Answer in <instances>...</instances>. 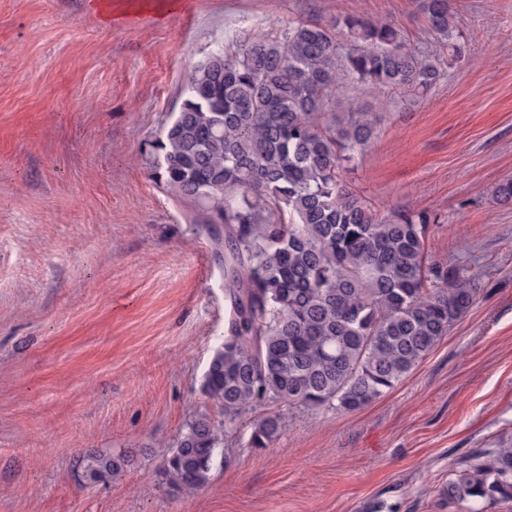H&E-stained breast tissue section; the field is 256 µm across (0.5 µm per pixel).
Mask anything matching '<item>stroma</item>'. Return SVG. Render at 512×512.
<instances>
[{
	"label": "stroma",
	"instance_id": "1",
	"mask_svg": "<svg viewBox=\"0 0 512 512\" xmlns=\"http://www.w3.org/2000/svg\"><path fill=\"white\" fill-rule=\"evenodd\" d=\"M0 0V512H457L440 491L474 448L512 437V0H455L464 60L415 104L380 101L346 182L426 209L434 268L474 277L475 305L399 385L346 412L265 404L209 484L158 489L187 423L221 411L201 377L224 329L222 264L141 154L188 74L241 30L337 11L430 45L414 0ZM283 412L273 447L254 420ZM130 451L88 484V450Z\"/></svg>",
	"mask_w": 512,
	"mask_h": 512
}]
</instances>
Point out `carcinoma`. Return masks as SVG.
<instances>
[{
	"mask_svg": "<svg viewBox=\"0 0 512 512\" xmlns=\"http://www.w3.org/2000/svg\"><path fill=\"white\" fill-rule=\"evenodd\" d=\"M438 47L404 45L384 20L338 13L241 30L187 77L178 112L144 143L158 184L197 233L224 251L230 302L201 382L224 414L201 415L164 459L160 484L192 496L210 481L224 434L266 402L360 410L405 379L477 300L471 280L429 264L436 216L382 213L343 172L371 144L379 118L351 89L412 102L464 44L452 0H416ZM285 418L257 421L249 448H270ZM107 483L125 452L83 456ZM448 505L512 503V440L468 455L443 490Z\"/></svg>",
	"mask_w": 512,
	"mask_h": 512,
	"instance_id": "cac0c4a2",
	"label": "carcinoma"
}]
</instances>
